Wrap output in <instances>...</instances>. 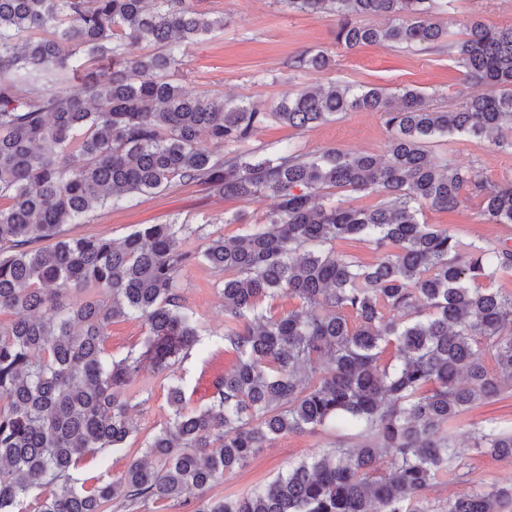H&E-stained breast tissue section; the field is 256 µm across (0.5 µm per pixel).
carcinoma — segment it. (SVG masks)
Returning <instances> with one entry per match:
<instances>
[{
    "label": "carcinoma",
    "instance_id": "1",
    "mask_svg": "<svg viewBox=\"0 0 512 512\" xmlns=\"http://www.w3.org/2000/svg\"><path fill=\"white\" fill-rule=\"evenodd\" d=\"M333 15L353 50L373 43H448L466 76L493 88L448 111L421 91L336 83L305 88L264 112L251 102L200 99L168 81L181 46L224 29V15L192 0H0V512L34 491L33 512H104L121 497L158 512L194 498L195 512H512V484L474 486L437 508L440 481L462 482L459 417L512 393V247L467 243L422 220L453 211L468 191L493 224H512V179L436 163L437 139L465 136L512 149V28L476 20L448 40L440 0H282ZM383 16V26L363 19ZM157 46L146 57L126 49ZM330 59L306 50L293 68ZM85 75L56 91L62 72ZM387 116L383 156L328 149L304 154L244 144L268 119L309 128L346 112ZM200 182L226 197L277 204L233 240H209L202 261L224 273V350L232 369L210 403L191 408L168 391L171 417L115 480L76 485L89 455L124 447L134 432L127 391L197 344L199 319L183 304L187 224H146L117 242L67 237L138 194ZM375 194V208L323 189ZM367 243L373 263L336 251ZM45 246L36 248L34 244ZM299 305L274 315L267 299ZM137 319L142 347L116 359L112 323ZM393 350V359L382 354ZM490 358L493 367L485 364ZM354 427L366 443L313 454L240 497L212 486L274 437ZM471 447L512 461V429L474 430Z\"/></svg>",
    "mask_w": 512,
    "mask_h": 512
}]
</instances>
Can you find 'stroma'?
Here are the masks:
<instances>
[{
  "mask_svg": "<svg viewBox=\"0 0 512 512\" xmlns=\"http://www.w3.org/2000/svg\"><path fill=\"white\" fill-rule=\"evenodd\" d=\"M197 7L223 16L224 27L188 45L183 66L169 73L170 80L191 96L244 99L269 109L302 89L336 82L392 91L416 88L429 95L434 104L445 107L485 91L484 86L464 75L442 45L405 48L385 43L350 51L336 40L335 17L294 11L280 0H199ZM439 20L455 40L463 39L475 20L510 28L512 0H448ZM307 49L326 53L332 59L331 66L320 72L295 70L292 58ZM389 137L384 113L349 112L305 129L269 121L255 132L248 146L269 152L290 143L304 153L339 148L382 155ZM431 155L437 162L450 159L465 167H475L480 177L492 184L512 179V150L498 148L486 140L441 141L432 146ZM274 204L270 197L244 202L219 196L203 185L178 184L162 193L137 196L123 207L102 208L90 222L65 225L64 232L69 236L96 235L118 240L142 224L177 222L203 227V236L192 235L185 242L186 250L197 255L205 248L208 237L230 240L245 234L249 226L262 223ZM236 213L241 214V221L230 223V216ZM425 220L480 246L512 241V224L487 223L481 215L479 198L471 195L458 210H426ZM223 279L222 273L197 258L182 271L179 287L185 304L200 320V343L167 373L157 374L149 368L141 372L138 384L150 396L145 399L137 395L132 399L130 416L135 432L124 448L87 457L75 470V477L110 480L120 476L129 458L141 456L146 440L170 418L169 386L181 385L192 405L208 402L212 381L235 361L233 354L225 352L221 339ZM491 422L504 429L512 428V396L475 406L461 416L454 432L461 445L469 449L466 462L472 481L507 484L512 482V462L470 447L472 431ZM339 442L355 445V431L327 428L314 434L277 437L246 467L226 475L211 493L217 497L245 495L284 473L291 463L326 451Z\"/></svg>",
  "mask_w": 512,
  "mask_h": 512,
  "instance_id": "stroma-1",
  "label": "stroma"
}]
</instances>
